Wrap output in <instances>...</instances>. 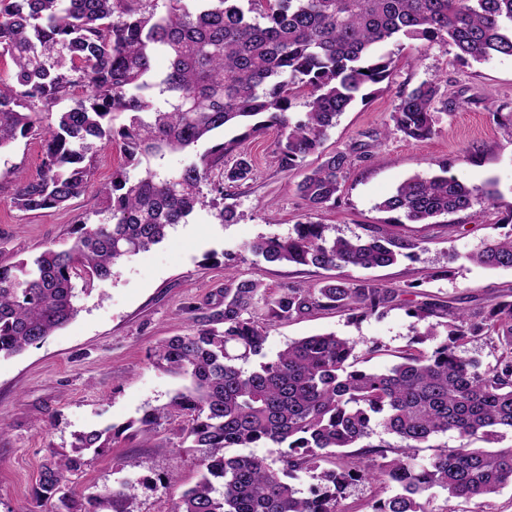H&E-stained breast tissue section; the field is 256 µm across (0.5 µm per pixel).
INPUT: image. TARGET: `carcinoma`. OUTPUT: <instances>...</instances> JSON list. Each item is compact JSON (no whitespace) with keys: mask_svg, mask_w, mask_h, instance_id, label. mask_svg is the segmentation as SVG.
<instances>
[{"mask_svg":"<svg viewBox=\"0 0 512 512\" xmlns=\"http://www.w3.org/2000/svg\"><path fill=\"white\" fill-rule=\"evenodd\" d=\"M0 0V149L20 138L42 144L40 173L14 181L13 207L37 213L81 196L100 151L120 146L123 169L98 188L100 224L77 223L71 245L29 260L0 261V356L40 344L76 315L74 280L103 282L119 260L160 243L168 229L206 203L224 197V185L252 179L243 144L270 128L280 133L281 166L293 169L317 154L321 163L297 185L315 214L336 204L354 165L351 152H324L327 131L364 90L391 75L382 48L402 35L448 43L462 61L512 56V0ZM168 56L157 73L152 57ZM306 94L307 111L294 119L291 96ZM439 82L424 81L399 97L391 114L396 131L413 140L435 132ZM55 124L40 115L61 103ZM117 113L129 114L116 127ZM238 134L215 143L194 161L168 172L162 160L216 131ZM448 169L413 177L378 204L411 224H430L472 208L478 195ZM381 225L366 238L330 235V225L307 220L286 236L260 237L247 249L268 262L315 268L374 269L421 248ZM474 264L512 268V232L466 256ZM402 288L368 280L288 283L270 288L229 280L224 308L204 312L196 329L154 350L156 365L189 381L169 403L117 428L75 435L71 453H57L41 473L35 497L53 512H132L130 481L76 498L67 474L99 455L126 431L148 435L163 421L186 419L183 442L195 455L197 482L170 512H359L346 503L359 483L395 484L400 493L373 498L366 512H430L432 490L478 499L493 512L496 496L512 486V445L474 448L503 429L512 431V299L491 307L452 301L415 302L422 320L445 318L447 334L430 326L386 372L361 363L378 351L333 333L295 340L276 359L246 370L263 355L268 326L334 309L368 317L401 304ZM485 337L496 355L482 364L460 345ZM399 440L374 443L376 429ZM453 434L458 445L435 440ZM269 448L281 467L256 455H225L227 448ZM434 448L428 466L413 452ZM331 459L334 467L321 463ZM319 471L304 494L288 478Z\"/></svg>","mask_w":512,"mask_h":512,"instance_id":"1","label":"carcinoma"}]
</instances>
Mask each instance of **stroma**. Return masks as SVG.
Here are the masks:
<instances>
[{
	"label": "stroma",
	"mask_w": 512,
	"mask_h": 512,
	"mask_svg": "<svg viewBox=\"0 0 512 512\" xmlns=\"http://www.w3.org/2000/svg\"><path fill=\"white\" fill-rule=\"evenodd\" d=\"M385 50L395 61L390 80L372 86L328 132L326 151L352 150L358 157L338 203L319 212L318 222L346 238L365 235L388 219L377 203L407 179L432 177L444 166L470 188L494 182L497 194L493 204L476 203L435 224L396 225L399 235L423 240V249L392 266L343 268L337 275L387 288L414 285L441 302L469 296L494 304L512 293V269L485 268L466 256L503 234L502 221L512 212V57L463 62L449 44L408 38ZM433 78L440 81L435 133L424 141L405 138L394 131L390 114L400 95ZM278 140L271 129L245 143L254 177L224 189L236 223H219L213 206L196 209L162 242L120 261L110 280L90 290L76 281L78 313L67 326L23 354L0 357V512H52V504L33 496L52 453L70 451L76 432L122 426L167 404L185 386V379L157 368L151 354L162 340L192 332L196 312L223 306L226 273L270 287L328 278L327 270L269 263L247 249L257 237L288 235L306 213L297 184L319 158L311 155L301 167L283 169ZM40 159L36 139L21 138L0 151V260L67 247L77 221L99 223L96 187L125 165L119 146L109 147L97 159L91 188L69 208L25 215L11 203L14 178L19 172L36 177ZM212 252L213 262L207 259ZM425 327L403 305L358 319L321 311L270 325L264 353L271 360L292 341L333 333L382 345L383 354L366 364L381 372L397 364L398 353ZM180 427L170 420L148 435L118 439L102 455H86L81 469L68 476L69 490L98 493L132 475L141 480L135 512H168L199 478ZM128 456L139 462L135 471L119 465Z\"/></svg>",
	"instance_id": "stroma-1"
}]
</instances>
